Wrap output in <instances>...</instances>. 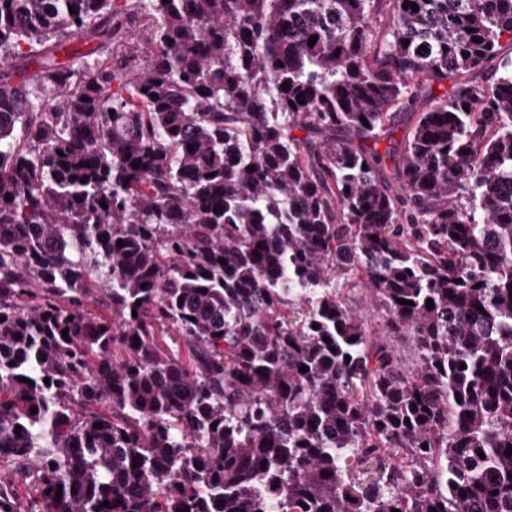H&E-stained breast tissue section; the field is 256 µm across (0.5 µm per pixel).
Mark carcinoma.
<instances>
[{
	"label": "carcinoma",
	"mask_w": 512,
	"mask_h": 512,
	"mask_svg": "<svg viewBox=\"0 0 512 512\" xmlns=\"http://www.w3.org/2000/svg\"><path fill=\"white\" fill-rule=\"evenodd\" d=\"M505 35L512 0H0V512H512ZM363 288L365 287L344 288L340 291V297L342 301L347 303L354 314L363 321L365 330L368 333L375 334L381 329L382 321L371 306L367 293Z\"/></svg>",
	"instance_id": "carcinoma-1"
}]
</instances>
